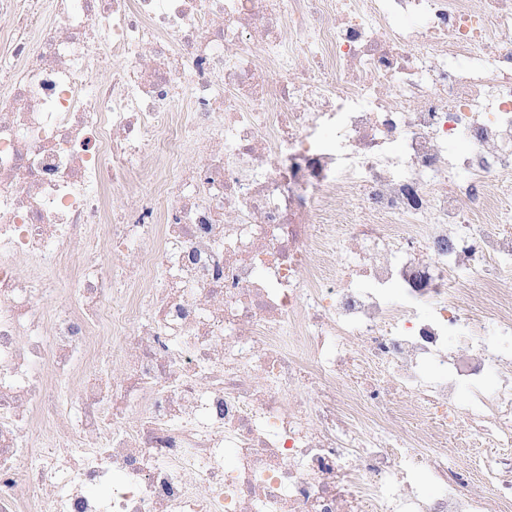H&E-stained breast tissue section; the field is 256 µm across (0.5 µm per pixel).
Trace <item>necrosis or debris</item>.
Here are the masks:
<instances>
[{"label":"necrosis or debris","mask_w":512,"mask_h":512,"mask_svg":"<svg viewBox=\"0 0 512 512\" xmlns=\"http://www.w3.org/2000/svg\"><path fill=\"white\" fill-rule=\"evenodd\" d=\"M0 512H512V0H0Z\"/></svg>","instance_id":"4bbe7bcc"}]
</instances>
